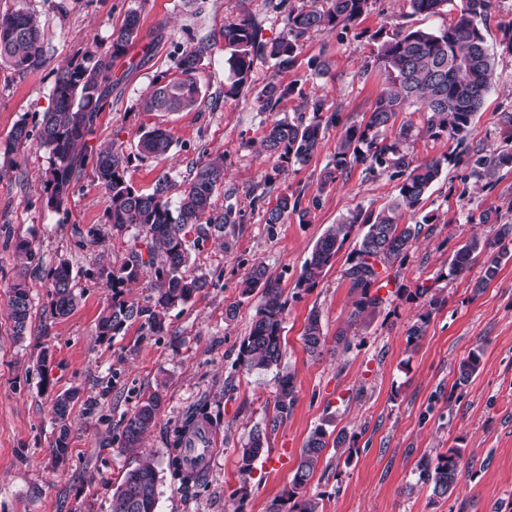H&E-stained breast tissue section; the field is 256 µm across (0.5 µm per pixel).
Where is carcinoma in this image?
<instances>
[{"label": "carcinoma", "mask_w": 512, "mask_h": 512, "mask_svg": "<svg viewBox=\"0 0 512 512\" xmlns=\"http://www.w3.org/2000/svg\"><path fill=\"white\" fill-rule=\"evenodd\" d=\"M265 2L271 11L283 15L284 31L271 41L262 40L261 21L249 13L239 22L224 27L225 64L228 66L226 95L237 94L245 87L254 58H268L281 68L290 66L300 53L306 35L357 21L367 11L369 0H329V6L321 10L297 8L291 0ZM409 3L415 14L437 15L447 8L454 17L447 26L433 32L408 29L384 37L379 30L373 35L379 41L374 63L384 70L387 87L378 96L366 122L344 127L336 145L334 164L326 168L319 184V190L326 189L336 182L337 175L356 164H366L371 171L385 167L392 170V176L401 179L398 197L376 214L359 208L329 226L317 240L296 281V286L303 291L313 289L352 229L361 226L364 232L344 270L354 295L348 317L350 327L366 324L381 311L385 299L372 292L381 282L379 268L403 264L421 233V224L431 221L428 215L413 224H404L401 218L405 213L416 214L441 169L440 160L418 162L404 150V144L414 136L412 124L401 125L390 142L384 136L385 131L393 126L400 112L418 105L425 114V134L431 137L444 134L463 141L494 77V58L485 46L482 33L492 0H409ZM140 27V12L128 11L122 24L112 29L106 49L89 53L86 62L71 65L58 75L52 88L53 106L42 114L37 133L39 147L47 151L51 159L44 185L48 206L58 209L64 204L75 171L90 161L109 201L105 224L117 231L134 225L142 234L144 248L135 247L120 264L97 270V276L111 282L114 288L146 279L151 290L144 305L112 299L97 321L98 336L103 340L135 322L154 336L162 334L168 311L192 301L208 286L205 275L187 274L191 260L188 234L207 226L219 239L228 225L243 220L241 212L231 205L222 211L214 206L215 192L224 185L225 178L221 155L196 163L186 176L165 173L151 191L142 192L127 179L128 158L114 143L101 144L89 155L76 154L77 148L85 144V137L112 92V61L128 53L136 43ZM207 53L208 46L203 43L180 48L175 71L154 79L142 96V111L189 112L195 109L201 98L197 74ZM43 57V33L37 17L24 8L1 14L0 61L19 73H27L39 68ZM293 92L291 86L270 83L256 97V109L276 112L280 103ZM324 109V101L315 99L307 106V112L296 118L273 121L262 139L264 150L283 163L308 162L318 152L328 125L338 122V113L326 117ZM31 137L26 120H19L8 138L0 141V154L8 157L18 153L28 146ZM172 146L173 138L166 130L139 129L138 158L161 159ZM505 168L512 169V147L477 157L473 175L487 186ZM291 214L296 215L301 224L310 222V211L300 208L299 198L282 192L276 204L266 209L264 221L272 231ZM480 222L498 225L494 239L472 235L448 262L450 272L462 274L469 270L474 259L484 257V275L475 284L478 290L496 277L503 260L512 257V224L498 223V217L489 211L480 215ZM72 282V272L65 263L47 273L53 315L63 318L76 308L77 296ZM241 287L244 295L262 290L263 302L248 335L240 342L239 362L257 372L278 368L283 357L282 330L287 300L262 264L249 269ZM411 298L423 300L427 307L408 329V336L415 340L423 335L430 314L439 309L445 299L424 287L415 289ZM31 310L30 286L26 275L21 273L9 286V317L15 336L26 335ZM302 339L310 355H321L326 336L318 313L309 314ZM482 355V349L476 348L460 361L455 384L461 386L471 380L480 369ZM275 384L272 419L255 427L241 448L240 471L243 473L251 472L253 463L267 451L268 431L275 430L288 418L297 402L292 374L276 373ZM77 399L78 392L68 389L53 400L57 434L51 455L56 465L68 459L69 420ZM163 403V392L157 388L125 417V447H140L144 435L155 426ZM197 419L213 424L206 406L196 407L182 426L174 430V448L182 447L185 435ZM352 440L353 436L344 428L334 435L322 427L316 428L301 450L288 496L274 501L269 512H321L318 499L307 495V486L327 448L351 459ZM460 459L461 449L450 448L433 459L425 456L420 460L421 480L430 485L433 496L453 495L460 482ZM168 466L181 484L198 482L204 477L202 473L185 471L177 456L169 458ZM157 500L156 470L153 464L145 462L125 474L112 495L111 512H156Z\"/></svg>", "instance_id": "obj_1"}]
</instances>
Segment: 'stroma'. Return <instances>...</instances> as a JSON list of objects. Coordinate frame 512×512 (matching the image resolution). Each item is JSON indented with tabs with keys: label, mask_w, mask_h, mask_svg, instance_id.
Returning a JSON list of instances; mask_svg holds the SVG:
<instances>
[{
	"label": "stroma",
	"mask_w": 512,
	"mask_h": 512,
	"mask_svg": "<svg viewBox=\"0 0 512 512\" xmlns=\"http://www.w3.org/2000/svg\"><path fill=\"white\" fill-rule=\"evenodd\" d=\"M26 8L44 35V62L19 73L0 64V141L19 119L37 124L52 106L51 90L68 65L106 42L128 10L141 13L139 41L116 59V83L100 112L87 148L104 142L130 154L127 177L145 191L163 173L188 174L195 162L223 154L226 178L215 195L217 208L241 209L243 223L226 228L223 240L208 238L191 251L196 273L209 288L169 310L166 329L153 336L138 324L111 340L100 339L97 318L113 292L93 272L124 261L138 245L137 228L121 231L105 224L108 198L91 168L76 174L69 200L47 204L43 192L49 154L30 145L14 162L0 158V512H110L112 495L125 473L143 461L158 472L157 512H268L287 495L300 451L317 427L355 434L351 461L324 456L307 492L319 496L322 512H512V260L483 289L482 261L463 275L450 274L448 261L470 236L493 238L497 226L483 224V212L512 223V169L502 170L494 187L479 188L471 175L477 155L505 146L499 115L512 111V53L501 47L502 27L512 21V0H493L482 32L495 57V81L464 142L426 135L407 143L416 160L437 159L441 173L422 204L430 215L403 265L384 271L389 284L380 314L358 327L348 353L324 351L310 357L302 334L310 312L320 315L327 340L346 327L352 297L344 276L347 258L359 239L353 230L311 291L296 288L297 277L317 239L348 211H379L400 187L390 171L358 164L319 190L331 166L344 125L367 120L386 87L373 65L377 30L434 31L449 14L411 13L406 0H372L367 14L347 29L311 33L286 69L255 59L251 80L237 95L224 94L225 25L250 13L262 22L263 40L283 31L280 17L264 0H0V13ZM208 44L198 74L202 98L191 112H145L143 91L173 69L175 45ZM327 60L330 72L317 76L312 59ZM293 85L278 112L260 113L254 98L268 83ZM322 99L340 114L329 126L318 153L304 165L278 166L262 151L267 125L291 119L304 100ZM159 126L173 136L166 159L134 157L137 131ZM288 191L301 197L311 221L288 216L268 231L264 212ZM97 228L99 237L89 236ZM31 242V320L16 338L8 316V286L23 266L14 245ZM69 262L79 297L65 318L54 317L46 275L59 260ZM256 263L264 264L288 300L283 323L281 371L292 373L298 391L292 413L269 435L268 450L250 475L239 471L240 449L251 428L274 415L273 372L239 364V344L247 336L261 292L242 294L240 281ZM436 289L444 305L431 314L421 338L407 331L423 313L409 299L418 287ZM235 306L234 318L225 310ZM483 346L482 367L467 385H456L460 361ZM165 385V404L141 448L122 445L123 420L140 398ZM78 388L81 398L71 418L68 461L51 464L54 441L52 402ZM207 404L217 425V455L198 485L184 488L167 469L172 431L198 404ZM457 448L462 453L458 492L433 497L418 480L422 457Z\"/></svg>",
	"instance_id": "1"
}]
</instances>
